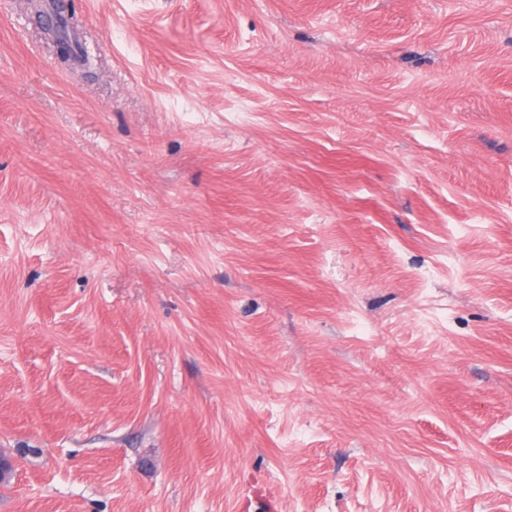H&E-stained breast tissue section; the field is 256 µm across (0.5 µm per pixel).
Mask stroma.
Returning a JSON list of instances; mask_svg holds the SVG:
<instances>
[{
	"label": "stroma",
	"mask_w": 512,
	"mask_h": 512,
	"mask_svg": "<svg viewBox=\"0 0 512 512\" xmlns=\"http://www.w3.org/2000/svg\"><path fill=\"white\" fill-rule=\"evenodd\" d=\"M0 0V512H512V0Z\"/></svg>",
	"instance_id": "obj_1"
}]
</instances>
